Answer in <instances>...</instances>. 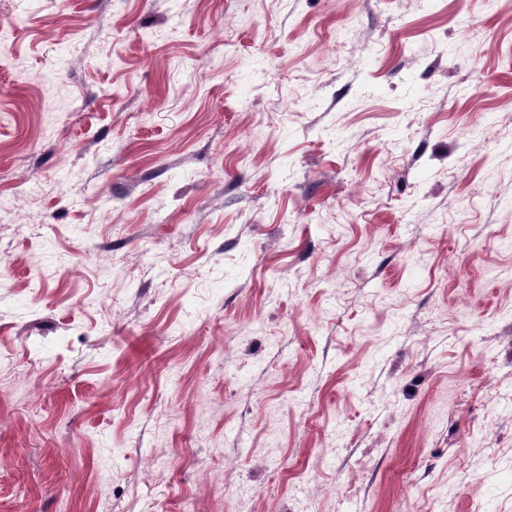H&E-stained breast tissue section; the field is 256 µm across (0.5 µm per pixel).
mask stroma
<instances>
[{
	"mask_svg": "<svg viewBox=\"0 0 512 512\" xmlns=\"http://www.w3.org/2000/svg\"><path fill=\"white\" fill-rule=\"evenodd\" d=\"M0 512H512V0H0Z\"/></svg>",
	"mask_w": 512,
	"mask_h": 512,
	"instance_id": "35a3bbf8",
	"label": "stroma"
}]
</instances>
